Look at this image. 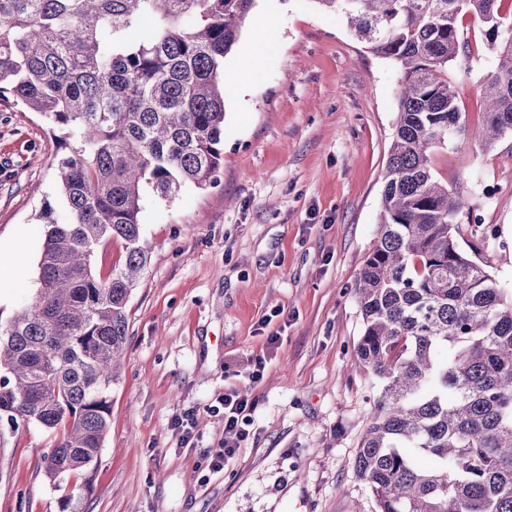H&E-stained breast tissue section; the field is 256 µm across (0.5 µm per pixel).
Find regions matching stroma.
<instances>
[{
	"label": "stroma",
	"mask_w": 512,
	"mask_h": 512,
	"mask_svg": "<svg viewBox=\"0 0 512 512\" xmlns=\"http://www.w3.org/2000/svg\"><path fill=\"white\" fill-rule=\"evenodd\" d=\"M259 56L248 91L225 81L218 182L145 201L150 263L127 305L128 346L109 396L110 428L91 468L50 482L55 434L0 427V512H376L354 470L376 395L354 347L362 317L352 285L378 232L395 126L397 64L368 52L345 16L315 0H257L225 74ZM489 54L451 68L467 123L483 120ZM74 140L0 97V323L36 293L44 207L60 208L57 163ZM512 184V134L488 154L437 151L435 168L473 210L490 207L500 248L461 238L512 294V191L481 192L487 163ZM279 334L277 349L267 338ZM266 356L249 387V359ZM249 388L252 434L223 471L182 447L172 422L192 412L200 446L219 448L216 398Z\"/></svg>",
	"instance_id": "1"
}]
</instances>
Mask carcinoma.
Returning a JSON list of instances; mask_svg holds the SVG:
<instances>
[{"mask_svg": "<svg viewBox=\"0 0 512 512\" xmlns=\"http://www.w3.org/2000/svg\"><path fill=\"white\" fill-rule=\"evenodd\" d=\"M401 70L377 237L354 284L355 356L379 384L354 467L378 512H512V298L459 243L471 214L437 176L438 149L483 151L512 132V6L505 0H314ZM255 0H0V96L76 135L58 164L63 214L41 212L39 288L0 324V422L56 433L55 482L98 460L145 272L148 193L217 182L224 58ZM476 15L496 57L483 124L468 126L448 67ZM119 241L123 267L97 271ZM430 465L418 464V457Z\"/></svg>", "mask_w": 512, "mask_h": 512, "instance_id": "1", "label": "carcinoma"}]
</instances>
